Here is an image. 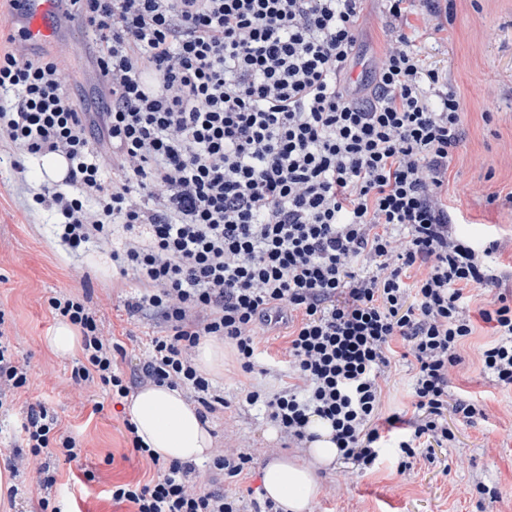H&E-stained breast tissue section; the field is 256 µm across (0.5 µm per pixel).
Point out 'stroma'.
Masks as SVG:
<instances>
[{"instance_id":"obj_1","label":"stroma","mask_w":512,"mask_h":512,"mask_svg":"<svg viewBox=\"0 0 512 512\" xmlns=\"http://www.w3.org/2000/svg\"><path fill=\"white\" fill-rule=\"evenodd\" d=\"M408 21L427 64L447 73L449 86L466 104L462 142L448 169L453 230L480 241L489 228H497L502 245L494 268L512 290V205L501 201L512 192V0H453L450 14L427 22L412 14ZM62 26L56 43L68 53L67 89L77 98L89 95L96 78L87 33L76 21ZM387 30L379 0H367L360 33L366 62L383 53ZM486 112L491 115L487 121L482 118ZM18 160L23 170L15 169ZM35 170V160L0 145V316L29 375L27 392L0 412V472H6L13 454L18 418L29 404L42 402L73 430L82 448L78 460L61 455L52 460L65 512H132L129 504L113 502V485L148 482L155 470L129 449L124 405L99 386L77 394L73 358L57 357L45 347L54 324L48 300L60 292L89 294L105 332L123 348L117 363L127 374L146 359V339L155 321L127 311L126 301L137 294L131 278L103 275L84 256H70L58 246L51 212L31 200V189L39 185ZM491 192L499 193L498 202L487 203ZM491 334L487 325H478L452 376L454 397L477 398L486 405L487 418L466 425L449 415L453 439L446 447L432 448L429 456H417L406 470L399 468L393 448L384 449L386 462L377 469L337 462L319 467L313 512H512V388H501L478 367ZM253 385L275 392L283 382L276 374H244L232 349H225L224 372L212 386L227 407L209 415L208 422L215 450L251 458L248 471L224 482L225 491L240 497L247 512L264 497V465L285 452L264 407L244 400V389ZM381 385L383 413L411 411L406 360L394 359ZM98 402L104 409L97 413L93 406ZM89 472L94 481H86Z\"/></svg>"}]
</instances>
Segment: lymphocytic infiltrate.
Listing matches in <instances>:
<instances>
[{
	"label": "lymphocytic infiltrate",
	"mask_w": 512,
	"mask_h": 512,
	"mask_svg": "<svg viewBox=\"0 0 512 512\" xmlns=\"http://www.w3.org/2000/svg\"><path fill=\"white\" fill-rule=\"evenodd\" d=\"M364 0H65L94 36L99 85L79 109L61 55L33 56L0 38V140L24 154L59 153L72 194L41 185L36 204L61 220L71 251L110 250L120 275L152 310L148 357L131 375L88 296L48 300L81 335L78 388L118 398L143 386L182 389L215 413L224 399L195 353L202 340L230 344L242 372L291 385L245 390L295 447L329 423L343 463L374 468L387 442L406 457L451 439L447 414L466 423L486 407L451 397V372L476 321L494 337L483 373L512 387V293L488 263L497 241L453 234L443 187L461 141L465 104L448 76L428 66L406 34L409 15L434 0H382L390 39L366 78L350 76ZM418 268L419 278L406 282ZM469 288H494L471 313ZM285 332L275 356L256 326ZM402 341L410 356L411 416L380 411L381 380ZM28 370L0 317V408L23 392ZM134 453L157 475L114 486L134 512H244L225 493L250 459L221 453L199 486L194 465L164 462L127 425ZM17 441L45 461L32 480L31 512H62L48 460L82 448L43 404L28 405Z\"/></svg>",
	"instance_id": "f902f5d3"
}]
</instances>
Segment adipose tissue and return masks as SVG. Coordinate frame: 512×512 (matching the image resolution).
Wrapping results in <instances>:
<instances>
[{"label":"adipose tissue","instance_id":"ef3b65f1","mask_svg":"<svg viewBox=\"0 0 512 512\" xmlns=\"http://www.w3.org/2000/svg\"><path fill=\"white\" fill-rule=\"evenodd\" d=\"M126 412L142 442L163 461L199 464L213 454L208 427L181 389L165 385L141 389L128 401ZM310 430L315 439L308 457L281 456L262 470L266 496L284 512H312L319 491L316 467L331 464L338 455L327 423L313 419Z\"/></svg>","mask_w":512,"mask_h":512}]
</instances>
